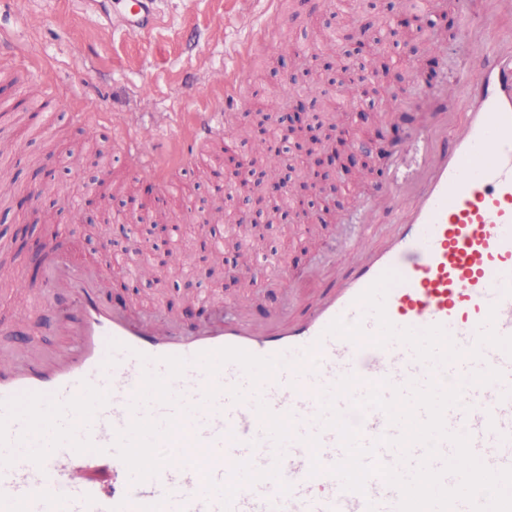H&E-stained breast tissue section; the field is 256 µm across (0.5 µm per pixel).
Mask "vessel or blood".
Returning a JSON list of instances; mask_svg holds the SVG:
<instances>
[{
  "label": "vessel or blood",
  "mask_w": 512,
  "mask_h": 512,
  "mask_svg": "<svg viewBox=\"0 0 512 512\" xmlns=\"http://www.w3.org/2000/svg\"><path fill=\"white\" fill-rule=\"evenodd\" d=\"M462 22L467 59L451 89L459 112L408 134L349 216L389 215V232L337 286L267 326L232 313L202 323L112 306L97 266L55 257L41 305H63L66 344L0 355V512H396L399 491L371 476L364 492L331 474L345 452L317 421L320 397L341 377L352 397L384 383L463 384L447 429L468 434L491 469L512 467V0H482ZM225 103L191 127L206 141L224 129ZM499 370L501 381L470 376ZM352 397L336 401L376 462L400 464L401 429ZM182 461L171 467L168 458ZM112 464V494L87 481L77 459Z\"/></svg>",
  "instance_id": "b4317fda"
}]
</instances>
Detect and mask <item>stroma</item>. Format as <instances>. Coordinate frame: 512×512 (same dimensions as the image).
Here are the masks:
<instances>
[{"label": "stroma", "mask_w": 512, "mask_h": 512, "mask_svg": "<svg viewBox=\"0 0 512 512\" xmlns=\"http://www.w3.org/2000/svg\"><path fill=\"white\" fill-rule=\"evenodd\" d=\"M403 0H281L278 26L263 45L241 59L235 48L263 32L270 21V0H153L150 21L140 31L126 20V0H30L31 12L41 15L40 25L31 27L16 17L7 0H0V54L10 64L0 65V176H7L15 190L0 199V250L7 254L12 274L22 277L28 287L41 288V270L46 263L42 252L32 248L35 240L54 238L60 254L78 262L91 263L95 240L106 234L102 224L69 223L65 203L83 192V171L89 161L73 166L69 148L80 140L86 124L98 130L97 144L104 152L113 183H130L153 194H171L177 202L190 196L200 173L196 163L182 162L179 150L196 112L219 90L216 74L225 80L242 76L247 100L229 119L230 131L245 126V111L260 102L280 113L288 75L298 63L319 56L335 60L331 42L337 41L335 24L351 28L355 15L370 13L391 17L402 10ZM479 12L476 0H463V8L450 12L437 31L444 52L435 63L419 56L400 60L397 80L385 83L386 93L409 102L407 110L387 118H371L380 139L370 153L365 169L353 172L349 190L341 194L333 212L320 224L295 226L285 233L275 225L273 234L288 240L287 248L269 253L251 251L247 272L232 288H225L214 271L217 256L234 258L230 237H223L221 253L200 252L193 238H185L183 267L177 273L164 272L159 284L149 288L112 294L113 305L151 312L161 305L164 313L181 314L186 321H199V300L220 301L246 311L261 321L274 311L297 313L316 289L326 287L322 269L336 242L345 247L338 265L352 267L364 254L376 249L380 237L351 239L343 216L358 205L381 164V152L423 123L429 105L422 95L409 94L410 73L433 69L429 85L450 81L465 53L460 27L462 11ZM294 54H286V47ZM37 59L52 71L61 93L89 105V119L74 118L71 109L50 105L47 111H16L25 102L23 89L36 79L39 69L27 67ZM141 139L145 147L160 155L161 176L135 175L124 152V141ZM22 143V150L10 152V143ZM59 164L63 172L55 183L44 184L39 171ZM27 199L28 247L15 238L20 212L17 202ZM55 309L35 312L18 310L11 293L0 294V352H23L30 341L42 348L56 349L63 342L55 328Z\"/></svg>", "instance_id": "stroma-1"}]
</instances>
